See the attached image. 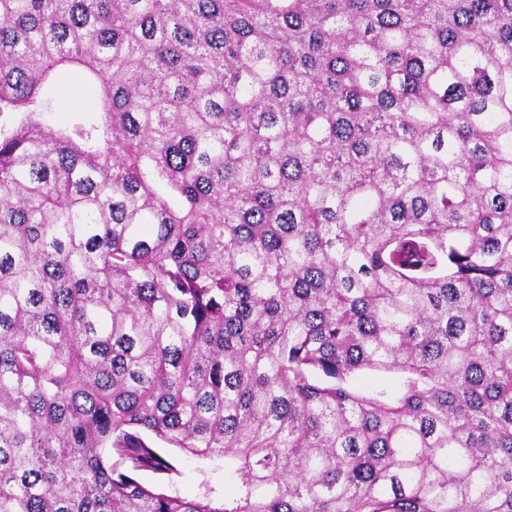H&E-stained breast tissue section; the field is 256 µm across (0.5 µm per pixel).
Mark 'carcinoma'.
Masks as SVG:
<instances>
[{
	"mask_svg": "<svg viewBox=\"0 0 512 512\" xmlns=\"http://www.w3.org/2000/svg\"><path fill=\"white\" fill-rule=\"evenodd\" d=\"M0 512H512V0H0ZM50 92L57 101V108L49 115V120L57 125L71 123L78 115L76 111L92 108L96 102L95 88L77 72L64 75ZM167 456L175 459L178 474L170 476L173 489L182 496L193 497L200 492L204 481L216 488L219 494H224V465L220 461H210L194 456H186L175 449L165 451Z\"/></svg>",
	"mask_w": 512,
	"mask_h": 512,
	"instance_id": "cac0c4a2",
	"label": "carcinoma"
}]
</instances>
